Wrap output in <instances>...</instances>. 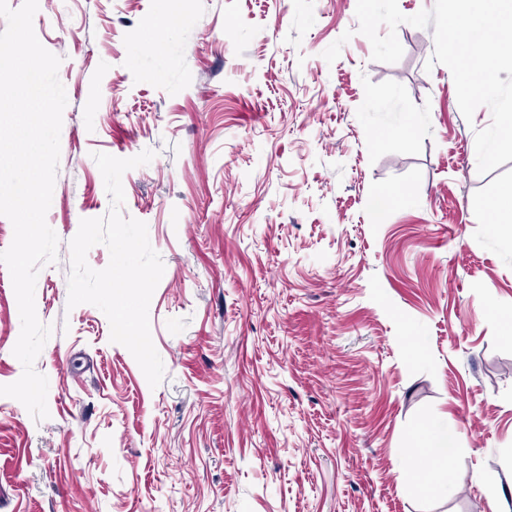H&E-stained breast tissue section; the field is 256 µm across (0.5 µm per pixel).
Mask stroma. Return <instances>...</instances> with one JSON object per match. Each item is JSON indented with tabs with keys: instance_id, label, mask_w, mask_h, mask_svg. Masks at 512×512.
<instances>
[{
	"instance_id": "obj_1",
	"label": "stroma",
	"mask_w": 512,
	"mask_h": 512,
	"mask_svg": "<svg viewBox=\"0 0 512 512\" xmlns=\"http://www.w3.org/2000/svg\"><path fill=\"white\" fill-rule=\"evenodd\" d=\"M68 104L35 305L47 419L0 396V512H512V242L483 220L512 161L476 130L432 28L372 60L357 0H38ZM165 266L150 387L95 306L68 308L70 242L110 200ZM0 264V385L23 368ZM456 436L451 493L404 450Z\"/></svg>"
}]
</instances>
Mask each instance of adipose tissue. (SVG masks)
<instances>
[{
	"instance_id": "ef3b65f1",
	"label": "adipose tissue",
	"mask_w": 512,
	"mask_h": 512,
	"mask_svg": "<svg viewBox=\"0 0 512 512\" xmlns=\"http://www.w3.org/2000/svg\"><path fill=\"white\" fill-rule=\"evenodd\" d=\"M453 438L446 428L430 422L421 426L406 454V469L412 479L422 482L427 492L443 494L453 488L448 473V450ZM432 473V481H425V473Z\"/></svg>"
}]
</instances>
